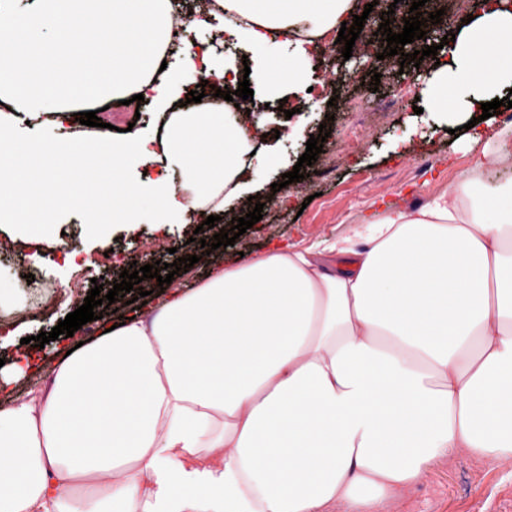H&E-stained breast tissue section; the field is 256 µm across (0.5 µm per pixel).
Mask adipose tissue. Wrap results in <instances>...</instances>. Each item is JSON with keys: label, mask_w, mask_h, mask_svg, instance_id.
I'll use <instances>...</instances> for the list:
<instances>
[{"label": "adipose tissue", "mask_w": 512, "mask_h": 512, "mask_svg": "<svg viewBox=\"0 0 512 512\" xmlns=\"http://www.w3.org/2000/svg\"><path fill=\"white\" fill-rule=\"evenodd\" d=\"M253 75L300 89L315 45L352 0H223ZM172 0H0V224H53L76 207L134 225L208 217L263 172L255 129L220 103L180 106L190 74L236 83L234 60H158ZM432 67L433 111L470 121L512 91V9L479 0ZM494 60L491 71L479 67ZM134 89L171 112L166 176L138 133L54 145L15 114L55 113ZM512 456V185L450 184L362 219L325 253L276 246L169 294L77 348L42 397L0 411V512H376L455 450Z\"/></svg>", "instance_id": "ef3b65f1"}]
</instances>
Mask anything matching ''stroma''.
<instances>
[{
  "mask_svg": "<svg viewBox=\"0 0 512 512\" xmlns=\"http://www.w3.org/2000/svg\"><path fill=\"white\" fill-rule=\"evenodd\" d=\"M428 61L420 65H402L400 56L378 59L376 54L353 51L350 59H337L339 73L356 77L358 84L347 98L334 104L312 100L308 93H292L280 89L272 94L263 86H254L253 100L261 109L252 113L261 125L273 169L262 177V187L255 202L239 199L232 211L239 218L252 212L254 203H263L262 218L240 235L233 245L211 251L210 261L227 263L238 257L253 259L275 243H288L295 249H322L336 239L352 235L359 219L385 208L420 206L428 202L449 183L472 180L476 190L512 183V150L503 161L492 167L474 170L473 157L483 145H501L512 134V124L500 114L482 121L477 130L480 142L468 139V130L452 131L446 115L427 111L423 94L429 79ZM379 76V86H372V76ZM404 83L410 97L399 103L388 117L370 115L371 135L368 144L357 152L345 150L353 120L348 107L360 102L374 105L380 93L394 83ZM302 109L301 133L287 137L288 122L280 111L281 100ZM422 114H415V107ZM327 130L324 151L312 165L303 166L302 180L282 185L284 173L291 171L306 151L310 135ZM23 136L53 144L60 137L76 140L96 139L100 128L79 122L57 126L51 116L44 115L20 124ZM279 192H272V184ZM140 222L135 228L109 223L96 228L86 213L77 208L61 212L57 223L42 232L28 230L23 224L0 226V241H11L15 252L0 254V288L11 292L12 307L0 306V323L23 317L27 335L51 332L59 320L74 312L69 295L87 297L93 279H100L104 289H112L120 273L129 268L134 254L146 242L159 239L176 247V254L158 253L163 263L176 257L201 255V243L212 240L214 228L195 231L181 218L169 224H154L155 206L151 199L139 205ZM77 251L75 264L65 263L63 250ZM36 283H51L66 292V299L53 307L37 311L38 293L29 289L27 275ZM73 341L58 339L46 343L38 355L44 371L14 376L9 384H0V410H7L29 394L50 385L45 372L59 366L73 349ZM380 512H512V456L476 458L463 451L428 462L417 481L386 501Z\"/></svg>",
  "mask_w": 512,
  "mask_h": 512,
  "instance_id": "35a3bbf8",
  "label": "stroma"
}]
</instances>
